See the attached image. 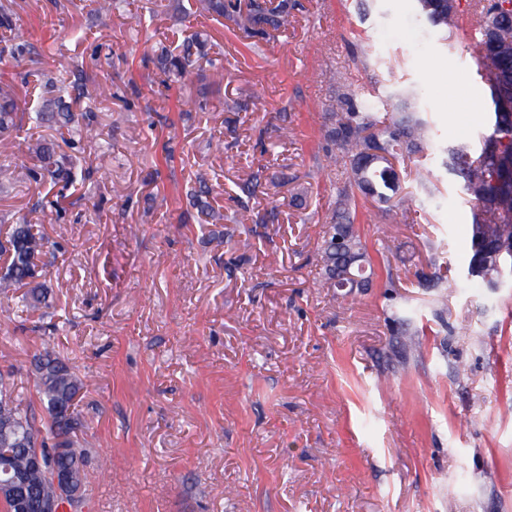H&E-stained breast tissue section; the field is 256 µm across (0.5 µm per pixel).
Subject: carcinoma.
Instances as JSON below:
<instances>
[{"label": "carcinoma", "instance_id": "cac0c4a2", "mask_svg": "<svg viewBox=\"0 0 512 512\" xmlns=\"http://www.w3.org/2000/svg\"><path fill=\"white\" fill-rule=\"evenodd\" d=\"M434 0H416L418 14L433 28L446 32L459 28L465 19L479 34L476 45L477 75L491 102L486 131L477 143L458 142L443 149L446 168L461 183L471 208L469 261L466 280H477L485 287L512 288V18L505 20L496 12L504 0H465L458 10V0H446L439 9ZM166 9L178 11L183 18L205 16L225 18L246 32L266 35L288 28L295 4L291 0H249L241 9L238 0H172ZM206 63L220 78L224 66L219 58H210L200 33L185 38L174 53L161 48L157 55L162 84L180 82ZM66 85H58L51 71H42L39 79L43 91L30 111H18L13 87L0 86V138L6 140L23 130L27 121L59 133H67L64 144L83 149L97 133L92 111L76 112L73 104L87 92L86 71L71 72ZM326 138L340 160L348 167V181L338 189V210L326 225L318 248L321 282L325 288L341 290L338 277L345 269L358 276L357 286L345 294L372 287L373 259L362 240L355 221L359 200H372L376 210L370 217L383 214V205L392 199L406 209L415 203L411 192L401 193L400 167L413 156L436 151L439 146L430 137L425 119L419 112L403 110L385 118L355 103L348 93L338 95V109L329 113ZM52 140L38 138L27 143L36 164L20 171L0 167V191L26 181L49 180L64 185L85 183L89 172L76 166L72 157L58 151ZM212 186L205 176L198 177L186 191V197L205 222L221 217L208 198ZM44 234L34 225L21 222L10 226L4 251L8 263L0 270V294L24 288L22 306L40 309L48 306L47 292L36 282L37 261L45 254ZM431 272L418 275L423 288H449L459 279L448 276V266L430 261ZM420 332H405L401 357H420L424 344ZM36 379V396L42 407L37 416L16 390L13 372L0 373V472L18 476L27 500V512H45L44 506L60 497L56 476L67 473L73 488L84 503L90 502L87 464L88 449L79 437L83 422L77 402L86 385L64 359L45 350L32 361Z\"/></svg>", "mask_w": 512, "mask_h": 512}]
</instances>
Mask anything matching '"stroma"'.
Listing matches in <instances>:
<instances>
[{"mask_svg": "<svg viewBox=\"0 0 512 512\" xmlns=\"http://www.w3.org/2000/svg\"><path fill=\"white\" fill-rule=\"evenodd\" d=\"M15 2L40 51L14 54L0 29V82L18 99L36 98L40 66H83L114 92L76 105L97 115L99 140L78 157L90 180L0 194V227L24 217L51 242L39 264L50 308L0 303V371L34 398L30 361L48 344L85 382L88 512H512V292L441 293L415 276L433 256L464 271L471 205L441 151L415 162L435 188L417 194V223L395 206L374 222L359 210L369 252L390 261L373 287L345 296L319 283L346 179L323 150L327 73L380 113L414 93L440 146L474 142L489 114L470 36L429 29L415 0H299L268 39L228 20L185 24L160 0L100 17L80 0ZM193 28L224 77L206 67L164 88L153 48ZM215 172L225 219L200 224L185 191ZM255 173L262 193L241 197ZM273 207L278 223L258 224ZM233 214L254 223L248 250L223 240ZM407 327L423 331L422 357L401 359Z\"/></svg>", "mask_w": 512, "mask_h": 512, "instance_id": "1", "label": "stroma"}]
</instances>
